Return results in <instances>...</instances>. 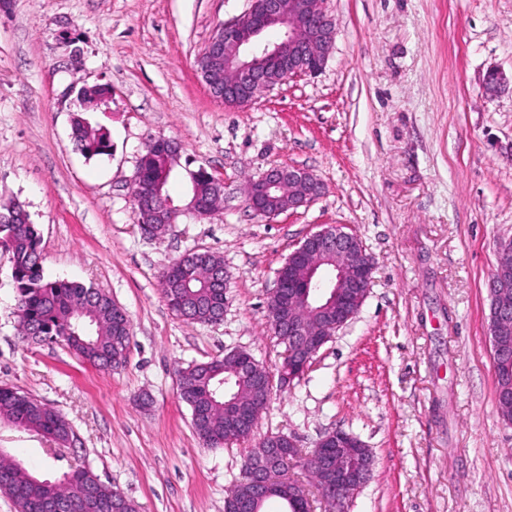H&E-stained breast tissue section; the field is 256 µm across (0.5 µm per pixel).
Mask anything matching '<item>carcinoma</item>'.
<instances>
[{
  "mask_svg": "<svg viewBox=\"0 0 512 512\" xmlns=\"http://www.w3.org/2000/svg\"><path fill=\"white\" fill-rule=\"evenodd\" d=\"M72 137L87 157L109 154L110 139L103 128L90 126L78 117L72 126ZM188 183V191H196L211 203L217 197V175L206 169H190L180 160L165 153L150 140L138 167L139 192L156 185L167 171ZM142 233L155 238L168 229L161 214L153 210L137 211ZM0 248L10 255L12 279L16 289L18 334L28 343L63 342L77 356L91 365L116 369L125 362L131 339V322L123 319L117 325L118 311L112 297L93 286L65 279L50 280L44 275L41 236L28 212L18 203L0 205ZM224 270L221 256L205 252L199 256L186 252L160 276L163 297L171 310L190 323L213 324L224 312V289L212 286L214 271ZM320 303L311 307L295 305L291 314L310 326L321 323ZM179 398L195 408L201 418L193 424L199 439L209 448H220L231 430L226 404L234 397L266 398L260 376L238 373L232 358L214 359L178 371ZM36 432L54 440L61 447L73 434L69 421L41 400L0 386V424ZM92 482L103 501L115 496V489L101 481L89 467L65 472L57 479L43 478L29 471L21 462L0 448V493L13 503L16 512H46L45 504H65L80 497L85 484ZM232 497L253 503L255 491L246 476H241L231 490Z\"/></svg>",
  "mask_w": 512,
  "mask_h": 512,
  "instance_id": "cac0c4a2",
  "label": "carcinoma"
}]
</instances>
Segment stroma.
I'll return each mask as SVG.
<instances>
[{"label":"stroma","instance_id":"1","mask_svg":"<svg viewBox=\"0 0 512 512\" xmlns=\"http://www.w3.org/2000/svg\"><path fill=\"white\" fill-rule=\"evenodd\" d=\"M251 0H11L0 9V203L37 224L48 278L94 284L132 322L125 364L101 371L65 344L22 342L0 250V385L60 411L77 447L54 460L41 435L0 426L5 448L54 478L85 465L138 512H224L250 443L204 447L176 371L248 351L276 372L267 319L277 272L326 224L373 260L359 314L300 379L273 388L255 438L311 449L340 429L370 448L368 482L345 512H512V425L498 412L486 283L512 240V0H324L336 23L324 69L233 109L196 61ZM111 87L81 113L80 88ZM110 134L89 159L77 115ZM224 178V207L159 238L137 226L130 182L152 137ZM275 165L305 168L324 194L267 218L246 200ZM192 250L223 257L224 318L188 323L160 273Z\"/></svg>","mask_w":512,"mask_h":512}]
</instances>
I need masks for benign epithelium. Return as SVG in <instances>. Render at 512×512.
Masks as SVG:
<instances>
[{"instance_id":"benign-epithelium-1","label":"benign epithelium","mask_w":512,"mask_h":512,"mask_svg":"<svg viewBox=\"0 0 512 512\" xmlns=\"http://www.w3.org/2000/svg\"><path fill=\"white\" fill-rule=\"evenodd\" d=\"M269 28H277L284 41L268 43L264 34ZM336 27L334 19L323 8V0H261V8L255 13L248 10L236 20L222 26L209 42L205 55L210 68L224 65L229 80L222 83L209 80L206 86L210 94L224 102V106L241 108L249 105L262 91L282 85L288 79L301 75H316L321 72L334 48ZM288 47V69L278 81H273L269 72L272 64L280 61L282 48ZM508 85L506 75L495 68L487 70L483 77L482 89L489 98H495ZM295 186L299 193L288 198V209L305 206L320 197L324 192L323 182L310 171L299 167L274 166L265 171L248 190V205L258 215L272 216L268 202L278 189ZM151 206H159L170 211L171 219L181 214L203 215L205 204L198 198L190 204L178 205L165 200L158 187H153L144 195ZM298 249L315 258L297 278L288 279V284L276 282L271 298L279 296L283 288H288L289 301L298 303L305 298L307 283L315 275L324 273L323 265H332L334 277L330 280V300L336 307L354 297L364 302L368 295L373 262L365 253L359 239L344 231L343 226L329 224L307 237ZM512 285V242L498 245L496 266L489 277L486 288L489 295L500 293ZM495 322L490 332L493 364L508 365L512 355L503 347L497 337L512 324V304L501 298L491 307ZM310 331L302 322H288V353L286 356H300L309 342ZM355 443L363 449L365 464L357 469L343 464V448ZM315 462L327 477V483L336 491L347 496L360 489L369 480L374 458L370 449L356 436L343 430L328 433L317 443L310 454L303 455L302 449L291 437L276 435L272 447L265 449L250 461L248 477L256 485L257 493L262 494L276 485H292L298 488L297 497L308 502L303 486L288 479V468L299 459Z\"/></svg>"}]
</instances>
